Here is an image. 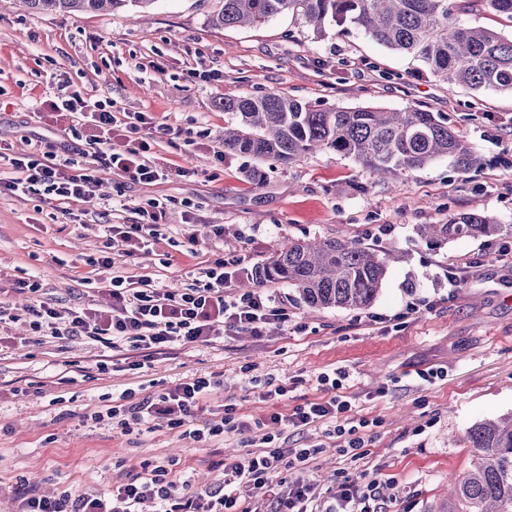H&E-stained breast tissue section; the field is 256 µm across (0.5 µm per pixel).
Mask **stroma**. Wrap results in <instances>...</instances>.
Returning <instances> with one entry per match:
<instances>
[{
	"instance_id": "obj_1",
	"label": "stroma",
	"mask_w": 512,
	"mask_h": 512,
	"mask_svg": "<svg viewBox=\"0 0 512 512\" xmlns=\"http://www.w3.org/2000/svg\"><path fill=\"white\" fill-rule=\"evenodd\" d=\"M219 0H155L130 19L111 14H30L0 0V146L13 152L51 136L44 113L60 87L125 112L154 113L158 123L190 131L192 142L158 141L152 160L186 169L143 184L100 171L98 195L74 205L75 222L58 215L47 195H0V301L21 303L11 285L38 276L49 298H93L86 257L98 254L107 224H132L138 209L163 203L168 221L192 212L197 256L154 245L133 258L114 244L126 275H149L162 288L192 284L202 261L241 258L252 268L291 238L347 237L401 260L392 264L375 303L365 311L309 310L294 289L268 284L288 302V320L261 335L228 332L209 344H187L152 355L142 368L101 371L100 348L81 340L36 343L18 322L1 329L12 345L0 350V512L13 491L39 495L88 488L102 493L160 465L176 482L203 486L221 479L215 461L245 454V436L196 441L157 420L153 430L125 433L84 421L85 413L121 394L141 399L191 376L220 374L212 410L282 413L318 398L317 378L347 372L343 395L354 418L372 420L365 458L345 462L324 425L283 428L280 445H321L300 479L328 488L339 469L355 483L380 481L383 512H443L448 482L466 472L472 450L464 434L476 421L512 412V265L499 262L512 246V94L471 90L423 72L420 61L387 49L358 27L333 26L315 35L285 13L250 27L218 28ZM199 78H189L190 70ZM276 92L321 109L420 107L443 113L471 143L479 164L469 172L438 159L410 176L370 183L352 159L323 150L284 166L264 161V183H245L249 158L223 151L227 96ZM463 213L503 224L496 238L458 239L433 246L416 232ZM224 235L212 238V226ZM465 267L463 287L448 285V266ZM424 298L430 309L405 312ZM444 370L426 383L419 371ZM288 384L278 403L260 401L269 383Z\"/></svg>"
}]
</instances>
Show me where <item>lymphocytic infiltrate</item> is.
<instances>
[{"mask_svg": "<svg viewBox=\"0 0 512 512\" xmlns=\"http://www.w3.org/2000/svg\"><path fill=\"white\" fill-rule=\"evenodd\" d=\"M49 107L48 117L61 133V140L38 139L30 152L9 158L11 172L0 177V194L43 192L58 202L62 216L68 219L72 216L71 204L93 198L99 171L117 170L130 180L145 183L168 175L169 166L149 158L151 144L141 132L148 129L173 140L182 137V129L158 123L153 113L123 112L109 102L91 104L72 92L58 94ZM77 140L84 142L85 148L75 159L71 153ZM165 216V210L144 209L136 223L105 225L108 247L88 264L96 283L102 284L110 297L107 305L87 301L63 306L47 301L41 280L30 276L15 282L17 292L28 294L30 305L16 311L0 304V324L25 320L33 335L44 339L81 338L115 352L143 353L208 342L227 331H247L257 336L265 325L287 321V307L273 302L265 293H230L232 277L240 264L233 257L206 263L191 287L177 290L155 287L147 275L117 274L110 249L111 242L117 240L124 243V254L129 258L161 243L178 242L186 252H194L198 237L191 224H184L177 232L165 223ZM220 384L216 375L191 378L135 402H113L92 415L93 421L125 432L160 416L170 428L184 430L199 441L227 433L261 431L258 451L225 458L224 476L219 482L203 488L179 487L167 469L157 467L121 483L107 496L88 490L48 497L20 489L14 493V512H143L148 503L154 505V512H381L379 481L375 478L361 486L343 478L324 491L312 483L286 484L271 479L275 471L308 463L318 452L314 446L275 445L273 431L283 425H332L334 434L347 438L343 454L354 461L364 458V449L371 440L370 422L351 417L352 404L340 394L339 379L321 374L318 384L323 398L305 401L290 413L274 411L261 417L239 418L234 408L227 407L205 427H195L208 395Z\"/></svg>", "mask_w": 512, "mask_h": 512, "instance_id": "1", "label": "lymphocytic infiltrate"}]
</instances>
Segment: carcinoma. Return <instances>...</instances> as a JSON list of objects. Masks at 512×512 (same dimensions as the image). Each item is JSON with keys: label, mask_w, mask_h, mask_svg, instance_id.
<instances>
[{"label": "carcinoma", "mask_w": 512, "mask_h": 512, "mask_svg": "<svg viewBox=\"0 0 512 512\" xmlns=\"http://www.w3.org/2000/svg\"><path fill=\"white\" fill-rule=\"evenodd\" d=\"M156 0H21L33 14L108 13ZM218 28L254 26L282 13L304 20L319 36L349 22L379 44L414 55L433 76L475 92L512 93V37L461 17L499 13L512 23V0H220ZM224 152L258 162L290 164L321 150L353 159L375 183L407 175L441 157L461 173L478 158L464 135L439 112L419 107L317 109L281 94L226 97ZM501 225L488 215L463 213L446 224H420L429 243L494 238ZM395 256L343 238L281 243L239 281L242 288L286 283L311 310H366L376 301ZM472 465L453 480L448 512H512V414L466 429Z\"/></svg>", "instance_id": "obj_1"}]
</instances>
